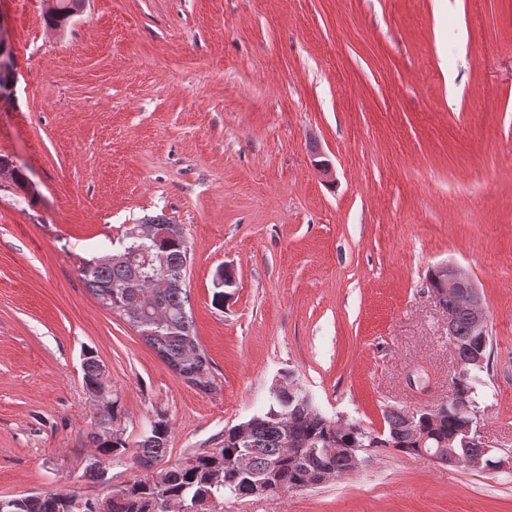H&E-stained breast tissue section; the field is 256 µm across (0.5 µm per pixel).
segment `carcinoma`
<instances>
[{"label":"carcinoma","mask_w":512,"mask_h":512,"mask_svg":"<svg viewBox=\"0 0 512 512\" xmlns=\"http://www.w3.org/2000/svg\"><path fill=\"white\" fill-rule=\"evenodd\" d=\"M85 7V0H49L44 13L47 26L61 28ZM146 224L164 228L165 234L155 240L134 243L140 251L138 266L123 258L121 251L85 261L83 281L98 302L136 329L156 353L191 387L202 391L216 390L217 378L209 356L199 343L185 285L189 258L188 242L183 227L163 215L149 216ZM162 255L165 266L146 263L145 257ZM170 280L166 289L163 312L152 317L147 313L131 316L126 308L137 302L144 307L151 280L157 276ZM453 341L457 346L482 356L483 361L468 366L464 378L450 390L460 389L466 398L475 400L482 373L488 371L491 340L488 331L474 328L469 315L459 312ZM81 378L90 398L102 391L104 365L93 351L83 352ZM295 383L292 373L282 377V384L269 388L267 406L243 424L224 431V438L214 452L189 455L168 464V440L171 423L167 413L157 411L134 446H129L123 431L116 427L121 412L120 396L107 388L106 407L97 412L94 425L86 434V443L101 465L114 457L133 460L135 468L158 464L151 477H134L120 488L108 487L95 495L75 491L46 489L19 497L0 496V512H169L167 507L179 506L184 512H215L216 503L230 493L249 496L251 486L267 473L278 476L295 489L304 488L310 471L319 467L336 478L348 475V462L340 448H365L376 452L381 448L427 459L437 450L452 449L460 459V467L470 457H482L490 470L496 469L498 449L462 445L463 430L473 415L454 405L452 400L437 401L422 409L415 419L427 442L419 445L405 427V412L384 411V434L324 415L315 398L307 390H290ZM241 456L251 460V469L244 472L235 467Z\"/></svg>","instance_id":"1"}]
</instances>
